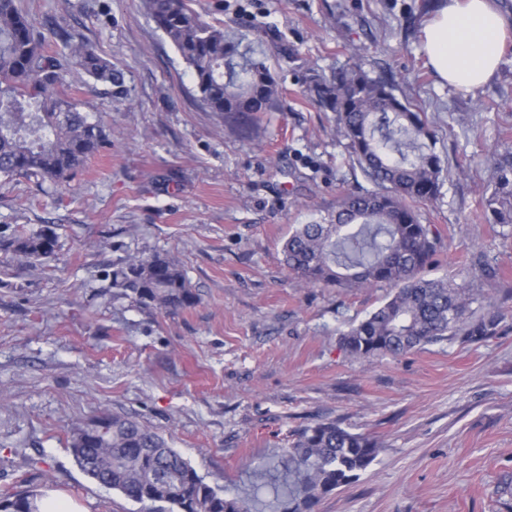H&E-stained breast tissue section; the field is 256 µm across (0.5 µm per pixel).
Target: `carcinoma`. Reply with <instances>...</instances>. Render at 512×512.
<instances>
[{
	"mask_svg": "<svg viewBox=\"0 0 512 512\" xmlns=\"http://www.w3.org/2000/svg\"><path fill=\"white\" fill-rule=\"evenodd\" d=\"M143 8L190 69L202 102L219 119L249 125L280 95L265 57H246L224 30L203 23L187 0H142ZM56 34L39 30L17 0H0V176L33 174L56 182L79 170L106 140L103 126L78 109L67 75L79 69L116 84L119 74L84 40L49 52ZM329 76L305 79L309 100L336 116L374 189L336 199L330 223L296 227L285 240L284 265L310 285L356 288L386 285L387 300L343 332L340 343L357 360L399 357L426 345L460 340L478 343L496 335L505 314L475 301L469 283L428 279L440 240L420 220L419 206L438 199L443 165L425 114L395 94L388 80L356 62ZM486 163L494 189L480 205L496 224H512V151L493 150ZM58 234L0 227V251L19 263L57 259ZM112 287L144 308H189L197 296L180 262L168 255H130L112 267ZM98 440L73 430L70 451L92 481L126 499L161 504V512H258L260 489L249 497L218 493L158 432L135 417L106 415ZM379 452L377 440L335 421L296 433L282 449L283 479L270 481L274 512H314L328 495L356 482ZM33 490L0 498V512H38Z\"/></svg>",
	"mask_w": 512,
	"mask_h": 512,
	"instance_id": "cac0c4a2",
	"label": "carcinoma"
}]
</instances>
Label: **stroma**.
I'll return each instance as SVG.
<instances>
[{"instance_id": "stroma-1", "label": "stroma", "mask_w": 512, "mask_h": 512, "mask_svg": "<svg viewBox=\"0 0 512 512\" xmlns=\"http://www.w3.org/2000/svg\"><path fill=\"white\" fill-rule=\"evenodd\" d=\"M439 2L188 0L280 80L244 130L202 103L140 0H17L39 29L94 44L122 81L72 75L79 110L112 135L72 179L0 178V226L59 234L49 264L0 253V494L50 475L84 512H143L71 455L70 431L105 413L162 434L226 495L276 465L295 430L334 420L381 450L317 512H512V235L479 205L494 183L486 155L512 144V40L490 81L456 91L421 51ZM354 47L427 116L444 166L440 199L421 210L443 244L430 275L490 268L473 285L508 318L486 341L355 360L340 334L387 289L312 287L283 263L296 225L372 187L333 113L303 92L309 70L349 65ZM136 253L178 258L198 303L118 295L112 266Z\"/></svg>"}]
</instances>
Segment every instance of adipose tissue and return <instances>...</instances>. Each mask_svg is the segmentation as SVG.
Segmentation results:
<instances>
[{
	"mask_svg": "<svg viewBox=\"0 0 512 512\" xmlns=\"http://www.w3.org/2000/svg\"><path fill=\"white\" fill-rule=\"evenodd\" d=\"M508 33L494 0H442L422 49L439 79L470 92L494 75Z\"/></svg>",
	"mask_w": 512,
	"mask_h": 512,
	"instance_id": "1",
	"label": "adipose tissue"
}]
</instances>
